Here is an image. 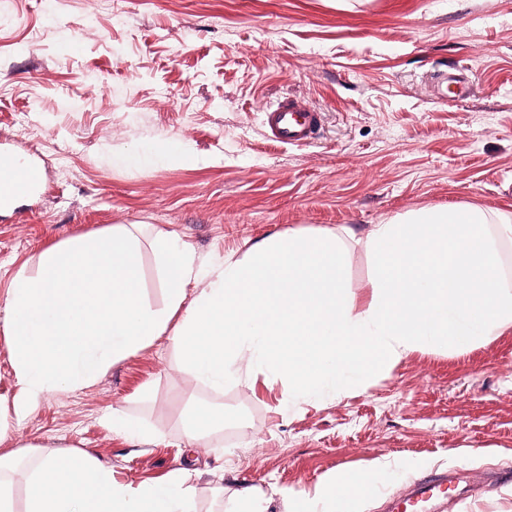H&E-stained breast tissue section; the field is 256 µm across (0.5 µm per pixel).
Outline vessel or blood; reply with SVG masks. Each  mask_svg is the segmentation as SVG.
I'll list each match as a JSON object with an SVG mask.
<instances>
[{
  "mask_svg": "<svg viewBox=\"0 0 512 512\" xmlns=\"http://www.w3.org/2000/svg\"><path fill=\"white\" fill-rule=\"evenodd\" d=\"M432 84L433 92L439 98L450 94L465 97L471 92L469 83L455 73H438L433 77ZM262 116L268 139L291 146L313 143L323 122L322 113L302 106L291 96L282 97L276 104L263 109ZM42 182L43 174L36 165L7 168L0 173V208L8 209L18 201L33 197L39 192ZM447 481L448 476L444 473L420 480L405 498V512H422L418 506L419 500Z\"/></svg>",
  "mask_w": 512,
  "mask_h": 512,
  "instance_id": "b4317fda",
  "label": "vessel or blood"
}]
</instances>
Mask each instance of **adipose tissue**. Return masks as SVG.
Here are the masks:
<instances>
[{
  "instance_id": "adipose-tissue-1",
  "label": "adipose tissue",
  "mask_w": 512,
  "mask_h": 512,
  "mask_svg": "<svg viewBox=\"0 0 512 512\" xmlns=\"http://www.w3.org/2000/svg\"><path fill=\"white\" fill-rule=\"evenodd\" d=\"M512 214L474 206L422 209L371 225L292 230L203 266L174 235L116 224L40 253L19 270L5 331L23 418L48 393L89 385L108 367L169 336L195 383L220 390L242 369L287 377L293 404L365 384L417 349L468 347L512 328V280L500 247ZM375 258L368 292H350L352 245ZM151 247L166 304L144 297ZM199 286L188 297L189 286ZM195 469L131 486L86 451L47 449L28 479L25 512H192Z\"/></svg>"
}]
</instances>
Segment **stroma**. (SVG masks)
Instances as JSON below:
<instances>
[{
	"label": "stroma",
	"mask_w": 512,
	"mask_h": 512,
	"mask_svg": "<svg viewBox=\"0 0 512 512\" xmlns=\"http://www.w3.org/2000/svg\"><path fill=\"white\" fill-rule=\"evenodd\" d=\"M441 71L463 73L470 95L436 98ZM285 95L322 112L313 144L266 138L262 108ZM1 140L42 164L47 187L0 211V320L18 270L115 224L172 232L220 261L291 230L362 232L423 208L512 212V0H0ZM149 144L206 161L122 162ZM287 394L269 374L220 393L194 385L160 337L0 436L15 512L44 447L90 452L136 485L196 468L195 512H222L219 484L290 491L270 512H387L439 470L468 486L512 468V328L413 351L283 415ZM201 402L229 421L191 442L181 422ZM115 408L158 439L113 432ZM348 471L372 490L333 510L323 484ZM431 512H512V481Z\"/></svg>",
	"instance_id": "1"
}]
</instances>
